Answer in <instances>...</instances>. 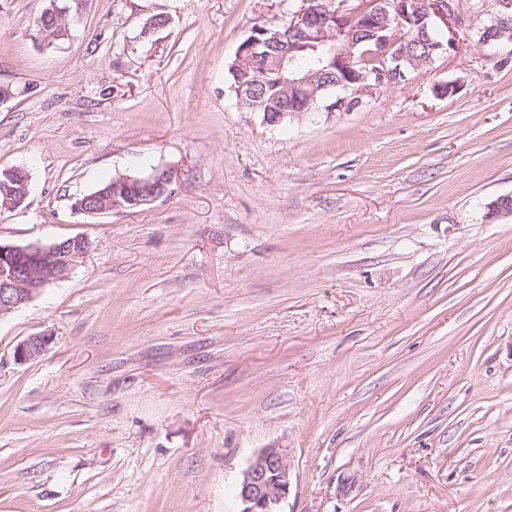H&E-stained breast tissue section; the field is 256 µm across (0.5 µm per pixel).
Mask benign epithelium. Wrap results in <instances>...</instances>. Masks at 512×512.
Segmentation results:
<instances>
[{
    "label": "benign epithelium",
    "instance_id": "benign-epithelium-1",
    "mask_svg": "<svg viewBox=\"0 0 512 512\" xmlns=\"http://www.w3.org/2000/svg\"><path fill=\"white\" fill-rule=\"evenodd\" d=\"M447 0H372L366 9L345 12L331 8L323 0L293 13L287 25L270 29L256 26L236 51L235 66L247 81L235 88L238 103L253 112L264 106L265 88L273 80L280 88L275 99L277 111L266 112L265 121L280 124L316 112L327 94L338 96L327 111L350 112L361 103V95H372L383 86L406 80L414 70L426 67L455 42L430 35L433 17L448 23ZM488 40L512 39V23L499 16L483 27ZM373 46L379 66H362ZM330 54L329 68L301 67L299 55L308 51ZM18 168L8 182L0 183L5 207L17 208L27 199L30 179ZM113 187L91 197L84 196L74 208L87 214H107L148 206L168 191L170 176L163 169L147 175H122ZM88 250L79 237L51 243L27 245L0 243V318L31 302L49 284L67 277L73 263ZM52 343L48 333L33 335L20 343L15 358L27 362L40 357ZM292 483L288 451L271 445L258 451L243 471L238 483L241 512H281Z\"/></svg>",
    "mask_w": 512,
    "mask_h": 512
}]
</instances>
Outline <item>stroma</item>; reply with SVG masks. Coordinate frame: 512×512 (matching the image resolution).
Here are the masks:
<instances>
[{
	"label": "stroma",
	"instance_id": "1",
	"mask_svg": "<svg viewBox=\"0 0 512 512\" xmlns=\"http://www.w3.org/2000/svg\"><path fill=\"white\" fill-rule=\"evenodd\" d=\"M0 0V241L81 237L0 318V512H241L287 448L282 512H512V41L466 38L350 112L274 127L229 67L306 0ZM159 14L168 22L149 29ZM442 84L452 95H439ZM169 170L151 205L73 203ZM53 337L21 363L28 336ZM18 175H24V180L19 182ZM10 178L8 179L9 182H4V184L0 181V194L3 193L6 200L4 207L13 209L21 206L27 199L30 192V179L23 167H18V171L14 174L10 173ZM17 183L19 186L15 187L14 185ZM3 195H1V204L3 203ZM292 483L288 451L277 445L262 448L252 457L238 483L241 512H282Z\"/></svg>",
	"mask_w": 512,
	"mask_h": 512
}]
</instances>
